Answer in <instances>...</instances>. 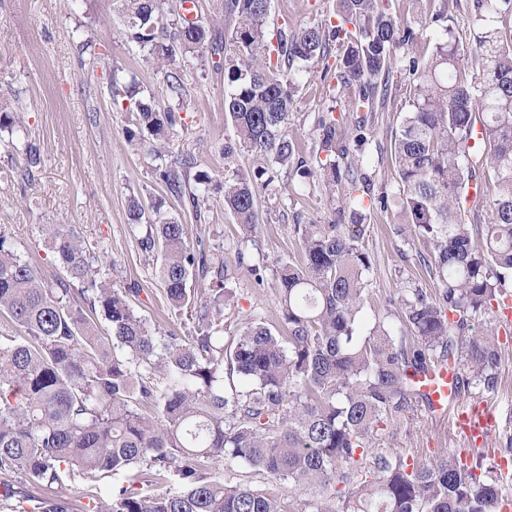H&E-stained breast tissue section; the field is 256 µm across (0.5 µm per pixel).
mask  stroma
I'll return each mask as SVG.
<instances>
[{
    "instance_id": "stroma-1",
    "label": "stroma",
    "mask_w": 512,
    "mask_h": 512,
    "mask_svg": "<svg viewBox=\"0 0 512 512\" xmlns=\"http://www.w3.org/2000/svg\"><path fill=\"white\" fill-rule=\"evenodd\" d=\"M336 0H272L276 23L296 27L316 20L317 10L334 12ZM195 111L186 129L174 130L173 151L193 156L200 169L219 175L224 171L220 152L234 134L224 117V70L211 55L197 52L179 58ZM137 77L143 96L155 109L167 106L164 71L129 49L117 0H0V96H19L22 131L0 132V233L22 260L35 264L49 281L64 277L44 235L48 224L74 226L88 245L106 250L116 264L121 287L131 289V303L146 325L159 334L186 335L190 323L169 307L156 277L159 251L140 244L145 225L129 219L130 199L144 207L161 203L164 217L187 224L190 236H201L207 254L224 261V330L232 332L243 313L255 310L277 323L276 267L300 261L302 253L292 224L261 211L252 239L224 210L222 194L209 200L204 228H197L180 198L155 177L156 160L129 145L125 129L131 117L113 106L106 80L112 69ZM320 70L304 77L296 94L297 116L290 128L302 147H310L315 112L323 103ZM407 94H399L379 113L374 138L383 150L373 153L372 164L380 184L392 183L395 161L389 149L392 133L408 112ZM35 144L42 163L25 170L18 147ZM277 184L289 213L304 219H328L321 187L301 186L280 174ZM396 212L375 213L364 240L377 260L378 274L370 289L379 297L397 295L406 288H435L425 269L415 262V251L397 231ZM264 267V283H256L252 266ZM476 400L491 403L495 426L489 448L504 447L512 439V344L500 365L499 383ZM373 448L386 454H414L429 459L441 448L463 451L466 444L456 430L419 410L375 432ZM96 485L94 498L80 496V488ZM111 478L91 479L72 474L61 491L71 499L73 512H100L108 500Z\"/></svg>"
}]
</instances>
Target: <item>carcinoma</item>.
<instances>
[{"label": "carcinoma", "mask_w": 512, "mask_h": 512, "mask_svg": "<svg viewBox=\"0 0 512 512\" xmlns=\"http://www.w3.org/2000/svg\"><path fill=\"white\" fill-rule=\"evenodd\" d=\"M390 0H336V16L268 40L271 0H224V35L166 0H120L127 42L166 71L164 111L135 99L134 85L108 77L112 104L129 101L127 141L165 158L168 190L202 221L211 193L243 228L258 224L260 193L283 211L280 171L322 186L325 224L296 222L302 260L276 270L279 324L251 314L224 339V262L191 245L187 225L147 221L141 246H160L158 279L167 303L194 320L187 336L153 332L132 308L129 288L102 273L105 252L63 224L44 225L67 276L46 281L0 234V314L16 327L0 335V512H20L23 479L47 489L74 470L113 478L107 512H501L502 473L449 448L423 462L372 450L373 432L427 404L412 375L454 362L455 392L492 391L504 346L502 303L512 280V0H474L501 18L465 52L454 31L457 0H440L430 22L441 36L430 54L423 33L390 11ZM209 47L224 61V143L217 180L196 159L170 151L176 126L192 118L177 56ZM336 57V72L328 61ZM323 65L329 105L314 116L309 165L289 133L299 79ZM410 110L390 142L396 190L374 191L372 135L377 113L401 88ZM22 129L0 101V130ZM244 156L248 167L237 164ZM493 184L486 217L462 212L472 185ZM396 207L418 261L437 288L379 301L383 315L363 328L377 272L363 245L368 220ZM204 288L190 282L206 279ZM79 294L86 307H75ZM107 321L105 336L97 316ZM482 323L474 330L473 322ZM240 387L225 391V377ZM248 468L306 495L302 508L232 478ZM137 467L150 492L120 482ZM37 512H73L47 495Z\"/></svg>", "instance_id": "carcinoma-1"}]
</instances>
